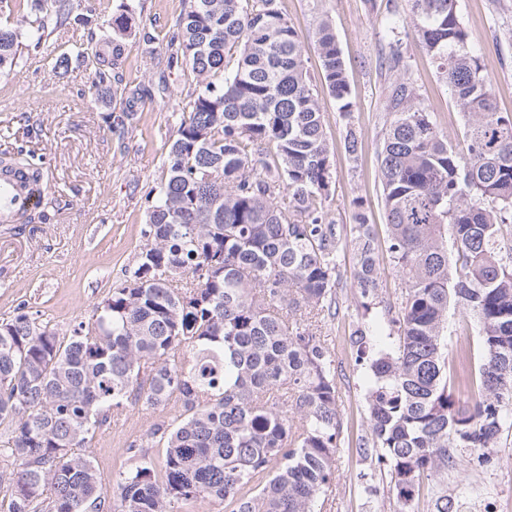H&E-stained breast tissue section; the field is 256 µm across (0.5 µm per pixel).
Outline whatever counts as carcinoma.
<instances>
[{
  "instance_id": "carcinoma-1",
  "label": "carcinoma",
  "mask_w": 512,
  "mask_h": 512,
  "mask_svg": "<svg viewBox=\"0 0 512 512\" xmlns=\"http://www.w3.org/2000/svg\"><path fill=\"white\" fill-rule=\"evenodd\" d=\"M386 36L406 30L436 65L464 120L466 153L403 73L387 88L378 146L387 253L401 280L395 317L350 336L366 366L369 433L359 447L389 466L400 512L423 479L486 458L512 426V114L498 111L457 0H410ZM25 30L0 27V73L57 29L87 18L77 0H0ZM135 0H121L113 33L91 48L93 87L125 101L149 90L123 83V40ZM322 87L344 119L356 107L329 20L312 34ZM167 68L191 78L167 171L127 278L61 333L20 308L0 322V467L7 512H179L198 499L229 512H315L332 481L343 422L336 360L317 318L335 317L340 258L353 246L351 287L369 313L379 298L372 225L354 202L351 238L329 219L333 147L308 81L301 36L281 0H184ZM345 150L363 142L346 126ZM0 174L37 192L17 223L43 224L42 158L0 153ZM474 322L481 356L459 344L448 361L450 305ZM475 395L464 407L453 390ZM158 419L126 448L132 466L103 487L84 453L128 404ZM165 448L158 465L148 449Z\"/></svg>"
}]
</instances>
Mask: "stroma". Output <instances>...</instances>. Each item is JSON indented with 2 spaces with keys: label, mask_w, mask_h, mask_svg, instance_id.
Masks as SVG:
<instances>
[{
  "label": "stroma",
  "mask_w": 512,
  "mask_h": 512,
  "mask_svg": "<svg viewBox=\"0 0 512 512\" xmlns=\"http://www.w3.org/2000/svg\"><path fill=\"white\" fill-rule=\"evenodd\" d=\"M95 7L91 27L58 29L40 50L24 54L14 71L0 74V152L24 147L41 155L49 172L48 194L59 201L44 224H0V321L14 316L19 304L38 312L59 331L90 318L96 306L124 280L139 250L141 230L151 204L148 194L166 174L175 134V116L189 110L187 82L166 67V45L182 0H138L137 36L127 44L123 80L150 89L135 107L132 131L125 139L103 121L120 104L103 101L92 74L80 59L90 51V32L111 21L119 0H82ZM289 21L302 36L308 75L334 145L331 172L334 194L327 204L331 220L350 229L353 202L362 200L369 223L385 232L377 146L386 114L382 110L394 75L382 64L391 51L385 22L406 0H282ZM462 20L480 50L500 111L512 113V0H458ZM330 18L347 65L356 108L344 120L334 99L322 89L319 60L311 33ZM409 59L408 77L430 111L436 112L448 140L463 146V119L429 57L413 37L401 46ZM70 57L66 75L56 74L60 54ZM167 93H159L160 81ZM363 140V152L351 160L344 148L347 128ZM353 254L341 261L337 288L339 314L322 326L321 339L336 359V383L343 418L334 478L322 512H397L390 471L363 454L358 443L368 431L362 378L364 368L349 336L361 324V311L350 286ZM152 413L130 404L110 430L96 435L88 450L104 486L129 468L128 441L146 433ZM458 505L485 506L486 512H512V427L504 429L490 462L465 461L438 479L423 480L409 512H435L439 490Z\"/></svg>",
  "instance_id": "1"
}]
</instances>
